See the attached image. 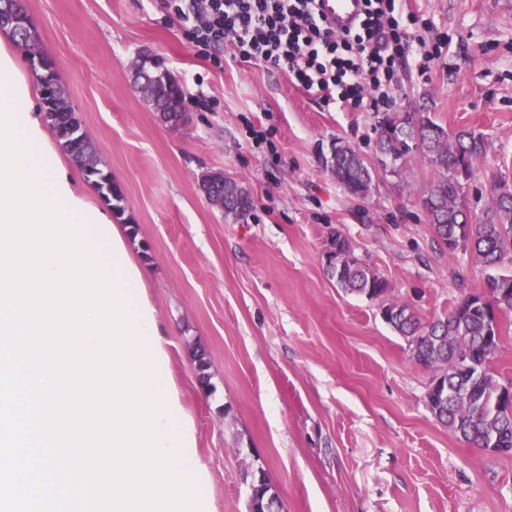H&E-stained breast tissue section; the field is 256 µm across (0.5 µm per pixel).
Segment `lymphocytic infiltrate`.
Segmentation results:
<instances>
[{
	"mask_svg": "<svg viewBox=\"0 0 512 512\" xmlns=\"http://www.w3.org/2000/svg\"><path fill=\"white\" fill-rule=\"evenodd\" d=\"M316 0H164L186 21L198 55L224 44L240 57L287 72L325 104L379 107L388 99L397 60L413 50L399 0H366L358 32L339 36L321 24Z\"/></svg>",
	"mask_w": 512,
	"mask_h": 512,
	"instance_id": "obj_1",
	"label": "lymphocytic infiltrate"
}]
</instances>
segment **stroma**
<instances>
[{
  "instance_id": "obj_1",
  "label": "stroma",
  "mask_w": 512,
  "mask_h": 512,
  "mask_svg": "<svg viewBox=\"0 0 512 512\" xmlns=\"http://www.w3.org/2000/svg\"><path fill=\"white\" fill-rule=\"evenodd\" d=\"M36 38L0 32L43 120L32 53L59 83L123 191L114 211L70 156L74 191L126 230L150 271L167 370L195 432L204 512H247L245 462L263 467L283 512H512V456L470 447L427 404L433 370L414 362L378 301L337 288L325 243L341 232L422 318L447 313L484 280L469 253L433 241L418 198L432 176L414 155L350 197L323 165L336 141L375 165L376 111L325 106L287 73L221 49L198 56L163 0H23ZM414 31L441 45L397 62L389 111L430 112L481 133L488 153L468 188L479 215L491 180H512V0H405ZM150 55L185 91L188 119L164 123L134 85ZM221 173L250 193L229 223L201 190ZM209 363L202 389L196 354Z\"/></svg>"
}]
</instances>
